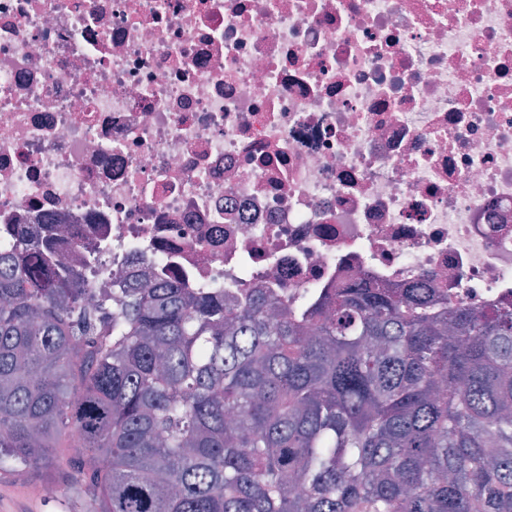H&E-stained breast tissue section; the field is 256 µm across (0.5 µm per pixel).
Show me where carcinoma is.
<instances>
[{
    "label": "carcinoma",
    "instance_id": "obj_1",
    "mask_svg": "<svg viewBox=\"0 0 512 512\" xmlns=\"http://www.w3.org/2000/svg\"><path fill=\"white\" fill-rule=\"evenodd\" d=\"M0 246V471L61 444L96 512H512V311L356 282L286 317L173 277L88 306Z\"/></svg>",
    "mask_w": 512,
    "mask_h": 512
}]
</instances>
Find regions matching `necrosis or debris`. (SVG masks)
I'll list each match as a JSON object with an SVG mask.
<instances>
[{
    "instance_id": "necrosis-or-debris-1",
    "label": "necrosis or debris",
    "mask_w": 512,
    "mask_h": 512,
    "mask_svg": "<svg viewBox=\"0 0 512 512\" xmlns=\"http://www.w3.org/2000/svg\"><path fill=\"white\" fill-rule=\"evenodd\" d=\"M45 222L90 305L512 307V0H0V243Z\"/></svg>"
}]
</instances>
